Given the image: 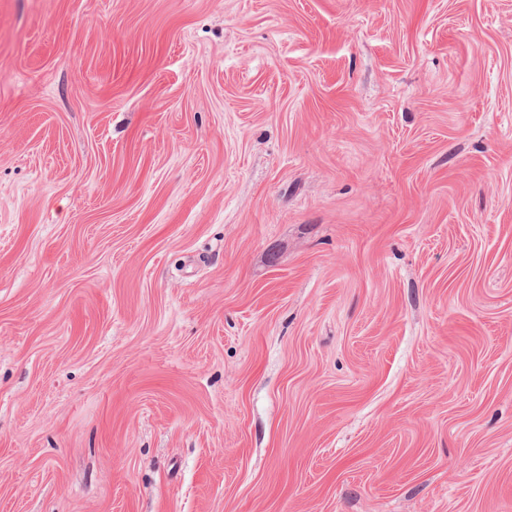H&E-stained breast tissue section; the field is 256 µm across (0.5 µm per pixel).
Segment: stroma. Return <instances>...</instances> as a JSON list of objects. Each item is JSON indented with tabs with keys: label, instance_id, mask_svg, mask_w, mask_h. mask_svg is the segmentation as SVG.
Here are the masks:
<instances>
[{
	"label": "stroma",
	"instance_id": "obj_1",
	"mask_svg": "<svg viewBox=\"0 0 512 512\" xmlns=\"http://www.w3.org/2000/svg\"><path fill=\"white\" fill-rule=\"evenodd\" d=\"M0 512H512V0H0Z\"/></svg>",
	"mask_w": 512,
	"mask_h": 512
}]
</instances>
